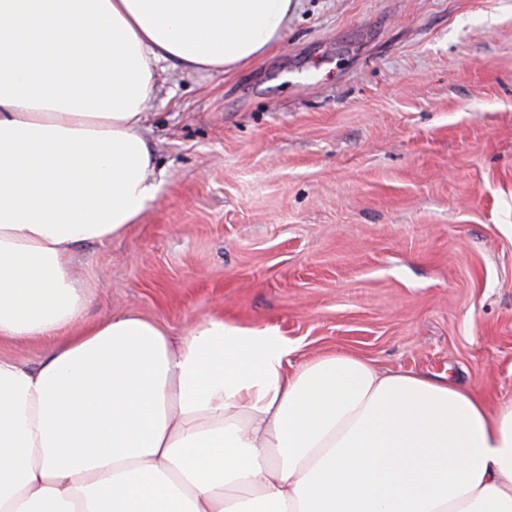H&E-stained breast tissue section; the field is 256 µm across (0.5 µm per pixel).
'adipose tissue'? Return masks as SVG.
Returning <instances> with one entry per match:
<instances>
[{
    "mask_svg": "<svg viewBox=\"0 0 512 512\" xmlns=\"http://www.w3.org/2000/svg\"><path fill=\"white\" fill-rule=\"evenodd\" d=\"M294 0H0V512H512V402L273 327L89 326L76 251L155 200L158 67L230 69ZM50 344L40 339L15 340L0 337V356L12 357L30 366L38 365L46 356Z\"/></svg>",
    "mask_w": 512,
    "mask_h": 512,
    "instance_id": "1",
    "label": "adipose tissue"
}]
</instances>
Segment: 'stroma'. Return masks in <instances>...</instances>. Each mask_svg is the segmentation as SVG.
<instances>
[{"mask_svg":"<svg viewBox=\"0 0 512 512\" xmlns=\"http://www.w3.org/2000/svg\"><path fill=\"white\" fill-rule=\"evenodd\" d=\"M161 190L70 272L82 320L211 315L512 401V0H300L225 72L164 71Z\"/></svg>","mask_w":512,"mask_h":512,"instance_id":"obj_1","label":"stroma"}]
</instances>
